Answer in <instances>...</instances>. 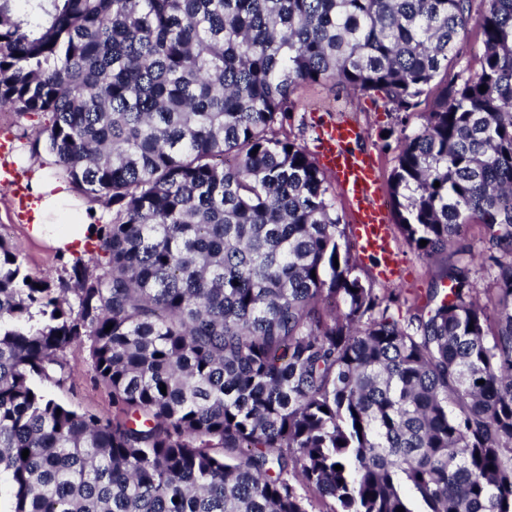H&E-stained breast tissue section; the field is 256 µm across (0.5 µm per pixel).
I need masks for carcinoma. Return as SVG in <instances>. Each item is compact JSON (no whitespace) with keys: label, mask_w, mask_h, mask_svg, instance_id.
<instances>
[{"label":"carcinoma","mask_w":512,"mask_h":512,"mask_svg":"<svg viewBox=\"0 0 512 512\" xmlns=\"http://www.w3.org/2000/svg\"><path fill=\"white\" fill-rule=\"evenodd\" d=\"M323 83L403 126L426 106L388 180L418 257L481 224L423 304L276 132ZM6 108L48 115L30 157L112 213L57 284L0 239L6 512H512V0H0ZM72 348L112 414L39 387ZM461 62L459 66L470 65L472 67L478 66V61L481 55V40L474 32L468 35L461 36L458 43ZM459 66L451 70V73L458 71Z\"/></svg>","instance_id":"obj_1"}]
</instances>
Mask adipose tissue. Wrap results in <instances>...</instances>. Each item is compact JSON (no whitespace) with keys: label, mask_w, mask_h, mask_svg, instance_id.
Wrapping results in <instances>:
<instances>
[{"label":"adipose tissue","mask_w":512,"mask_h":512,"mask_svg":"<svg viewBox=\"0 0 512 512\" xmlns=\"http://www.w3.org/2000/svg\"><path fill=\"white\" fill-rule=\"evenodd\" d=\"M34 236L64 253L82 251L91 231L86 208L75 205L69 185L52 178L50 168L34 170L30 179Z\"/></svg>","instance_id":"ef3b65f1"}]
</instances>
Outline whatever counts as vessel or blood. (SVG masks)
<instances>
[{
    "instance_id": "vessel-or-blood-1",
    "label": "vessel or blood",
    "mask_w": 512,
    "mask_h": 512,
    "mask_svg": "<svg viewBox=\"0 0 512 512\" xmlns=\"http://www.w3.org/2000/svg\"><path fill=\"white\" fill-rule=\"evenodd\" d=\"M318 157L344 199L362 250L375 259L385 282L395 281L398 260L393 249L394 228L379 161L360 146L364 132L344 118L318 131Z\"/></svg>"
}]
</instances>
